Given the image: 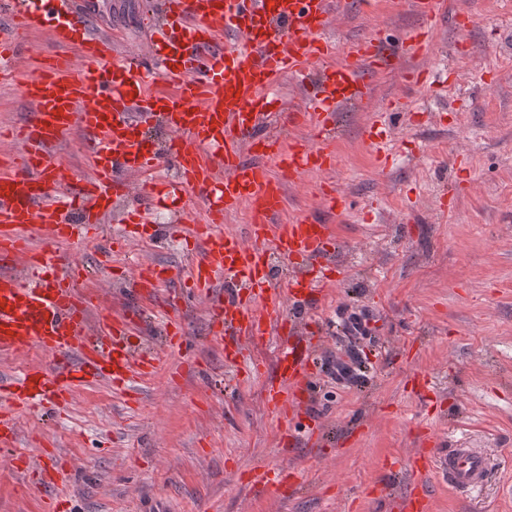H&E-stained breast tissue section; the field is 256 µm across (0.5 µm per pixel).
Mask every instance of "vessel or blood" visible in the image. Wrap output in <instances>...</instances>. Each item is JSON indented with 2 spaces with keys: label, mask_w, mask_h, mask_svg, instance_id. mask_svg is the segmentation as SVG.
Listing matches in <instances>:
<instances>
[{
  "label": "vessel or blood",
  "mask_w": 512,
  "mask_h": 512,
  "mask_svg": "<svg viewBox=\"0 0 512 512\" xmlns=\"http://www.w3.org/2000/svg\"><path fill=\"white\" fill-rule=\"evenodd\" d=\"M423 25L398 41L372 31L347 44L332 60L323 35L327 15L345 0H162L160 37L152 44L159 70L131 57L105 65L111 44L90 33L83 14L69 0H0L11 23L0 27V81L17 80L28 102L27 120L11 135L23 154H0V355L36 349L47 365L0 379V454L8 455L23 477L24 489L39 493L44 512H63L65 502L50 491L67 477L59 456L18 453V416L50 415L66 407L86 386L106 384L129 394L135 381L154 375L160 352L130 341L135 320L124 313H96V298L83 286L79 265L61 268L58 245L86 240L127 188L115 174L122 166L134 174L171 167L177 179L168 194L180 199L189 189L204 191L203 223L172 225L197 249L189 267L192 291L207 306L209 333L237 365L242 342L266 343L288 325L285 299L303 303L318 284L308 266L323 264L335 250L329 225L316 218L287 224L275 218L285 205L287 183L303 173L334 166L337 114L347 105H365L375 75L393 61L427 54L431 34L446 13V0H410ZM49 28L58 50L35 76L16 79L20 36ZM84 63L73 65L68 49ZM299 86L316 82L300 109L272 108L277 80ZM171 130L157 143L152 126ZM310 128L313 139H284L288 128ZM86 137L89 176L72 182L55 146L73 131ZM252 162H244L243 153ZM248 214L251 244L225 232L226 215ZM40 230L41 246L29 233ZM292 262L286 279H271V255ZM170 266L140 269L131 286L162 318L164 349L184 343L179 317L181 294L173 289ZM320 337L305 336L282 346L264 380L265 406L281 422V438L293 428L299 396L309 388ZM163 349V350H164ZM413 478L403 494L380 486L378 497L397 512H428L433 472L452 487L479 493L491 472L481 448L457 442L425 448L412 460ZM294 471L258 466L248 484L267 497L294 488Z\"/></svg>",
  "instance_id": "vessel-or-blood-1"
}]
</instances>
